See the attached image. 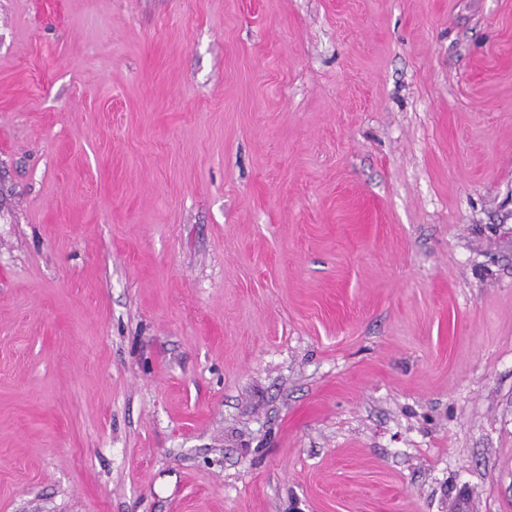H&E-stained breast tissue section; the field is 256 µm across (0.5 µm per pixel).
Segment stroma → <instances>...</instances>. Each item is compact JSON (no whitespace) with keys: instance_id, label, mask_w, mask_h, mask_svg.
<instances>
[{"instance_id":"stroma-1","label":"stroma","mask_w":512,"mask_h":512,"mask_svg":"<svg viewBox=\"0 0 512 512\" xmlns=\"http://www.w3.org/2000/svg\"><path fill=\"white\" fill-rule=\"evenodd\" d=\"M0 512H512V0H0Z\"/></svg>"}]
</instances>
